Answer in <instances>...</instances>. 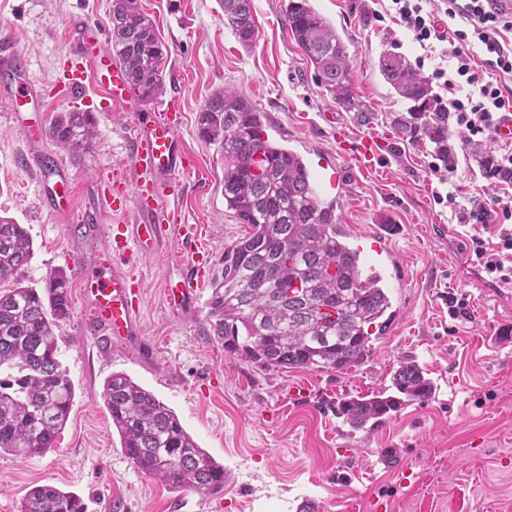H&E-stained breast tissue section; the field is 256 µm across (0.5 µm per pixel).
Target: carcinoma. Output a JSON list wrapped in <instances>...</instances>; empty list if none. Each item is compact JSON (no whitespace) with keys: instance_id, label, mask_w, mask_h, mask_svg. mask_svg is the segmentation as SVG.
Wrapping results in <instances>:
<instances>
[{"instance_id":"obj_1","label":"carcinoma","mask_w":512,"mask_h":512,"mask_svg":"<svg viewBox=\"0 0 512 512\" xmlns=\"http://www.w3.org/2000/svg\"><path fill=\"white\" fill-rule=\"evenodd\" d=\"M283 22L313 66L315 78L345 110L355 107L347 47L310 4L287 0ZM109 42L129 92L151 101L164 92L168 53L139 0H112ZM224 24L244 46L257 37L252 0H224ZM380 74L410 103L409 113L443 160L448 108L430 79L397 53H384ZM199 134L224 151V205L250 231L224 252V271L211 283L207 318L224 351L263 370L336 372L373 354V341L393 317L392 300L375 274L364 272L336 202L322 200L303 159L269 138L263 113L240 94L214 93L198 118ZM47 136L79 159L98 137L87 112L57 115ZM25 227L0 218V454L28 459L55 447L75 397L58 358L61 323L70 318L67 274L47 275L44 288L16 280L32 258ZM434 382L416 362L400 364L391 385L349 398L339 414L355 430L390 419L407 401L430 400ZM103 403L121 448L141 472L175 490L212 493L224 487V465L200 448L177 414L125 373L104 382ZM21 512H85L83 499L53 485L30 489Z\"/></svg>"}]
</instances>
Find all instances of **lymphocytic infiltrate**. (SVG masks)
I'll return each mask as SVG.
<instances>
[{
  "label": "lymphocytic infiltrate",
  "instance_id": "obj_1",
  "mask_svg": "<svg viewBox=\"0 0 512 512\" xmlns=\"http://www.w3.org/2000/svg\"><path fill=\"white\" fill-rule=\"evenodd\" d=\"M400 27L419 45L441 43L452 70L434 69L431 77L449 94L448 117L470 137L496 140L502 113L512 111V95L502 81L512 78V12L497 0H390ZM463 224L501 225L500 250L471 237L470 252L492 279L512 284V194L482 193L463 209Z\"/></svg>",
  "mask_w": 512,
  "mask_h": 512
}]
</instances>
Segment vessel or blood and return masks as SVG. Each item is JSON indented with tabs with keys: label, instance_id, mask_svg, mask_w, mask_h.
Instances as JSON below:
<instances>
[{
	"label": "vessel or blood",
	"instance_id": "obj_1",
	"mask_svg": "<svg viewBox=\"0 0 512 512\" xmlns=\"http://www.w3.org/2000/svg\"><path fill=\"white\" fill-rule=\"evenodd\" d=\"M74 37L89 51L92 71L75 68L68 80L69 91L84 86L86 80L112 101H125L127 90L120 68L114 65L104 32L95 23L77 22ZM0 81L4 82L11 102V118L24 129L31 152L29 165L40 169L39 187L44 205L53 213L68 214L72 207L73 180L61 167L44 171L38 147L46 135L44 124L36 116L37 93L27 74L25 60L8 45L0 46ZM183 122L179 112H157L146 127L138 130L128 154L129 164L143 179L128 185L119 176L108 179L102 190L109 210L118 213L134 206L137 219L132 224H109L103 227V247L96 258L80 267L78 285L83 299L93 313V322L114 343H127L141 333V283L132 271L116 261L118 255L153 247L163 241L169 231L161 215L165 210L162 196L165 180L183 164L176 133ZM345 150L354 165L363 172L373 171L379 158L378 141L365 138L345 142ZM202 286L197 269H188L176 288L168 290L169 305L193 302Z\"/></svg>",
	"mask_w": 512,
	"mask_h": 512
}]
</instances>
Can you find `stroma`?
<instances>
[{
  "label": "stroma",
  "instance_id": "stroma-1",
  "mask_svg": "<svg viewBox=\"0 0 512 512\" xmlns=\"http://www.w3.org/2000/svg\"><path fill=\"white\" fill-rule=\"evenodd\" d=\"M286 0H253L257 39L242 46L224 24L222 0H140L165 44L164 95L101 105L94 84L79 94L62 86L80 62L71 26L80 18L109 29L110 0H0V35L28 62L40 89L43 122L61 112L92 113L98 138L81 159L46 139L39 149L61 160L74 179L73 210L50 212L27 165L24 132L0 94V217L24 225L33 255L22 273L40 289L51 271L76 279L95 246L78 231L85 212L99 225L132 223L101 208L91 193L113 170L136 183L127 155L137 121L178 96L186 164L170 183L167 204L181 223L161 246L132 253L141 276L142 331L112 346L89 325L80 295L61 326L59 358L75 390L56 445L29 460L0 455V512H20L32 487L50 484L81 496L86 512H512V306L500 291L469 278V238L496 245L499 228L461 224L457 217L488 180L480 157L453 133V174L440 182L434 146L407 120L408 104L381 76L383 53L423 60L424 75L440 66L388 13V0H311L344 39L354 93L363 113L347 112L320 88L312 67L282 22ZM233 89L266 117L273 141L299 154L317 176L339 173V214L350 236L386 253L377 274L395 316L364 364L345 371H263L235 359L213 338L206 317L209 286L198 301L171 308L166 289L197 259L220 277L224 251L246 232L224 205V153L198 134V116L215 92ZM377 138L374 172L360 173L336 142ZM452 193L453 203L438 202ZM466 303L452 314L449 297ZM414 360L436 385L432 399L406 402L389 421L352 429L338 402L389 385L400 363ZM131 376L180 418L224 466V489L212 498L174 491L138 470L102 400L105 380Z\"/></svg>",
  "mask_w": 512,
  "mask_h": 512
}]
</instances>
